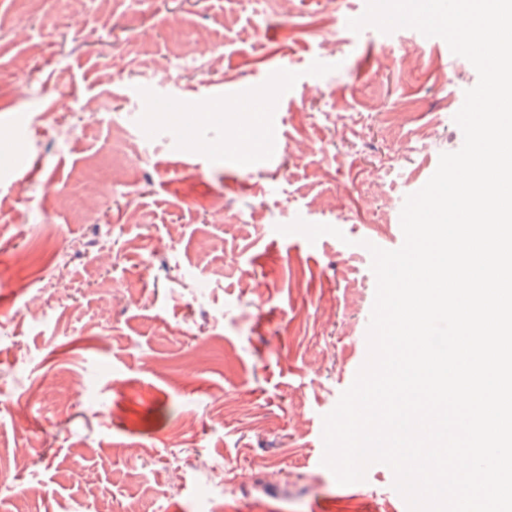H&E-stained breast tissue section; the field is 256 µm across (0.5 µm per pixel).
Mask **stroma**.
Returning a JSON list of instances; mask_svg holds the SVG:
<instances>
[{
	"instance_id": "35a3bbf8",
	"label": "stroma",
	"mask_w": 512,
	"mask_h": 512,
	"mask_svg": "<svg viewBox=\"0 0 512 512\" xmlns=\"http://www.w3.org/2000/svg\"><path fill=\"white\" fill-rule=\"evenodd\" d=\"M364 10L0 0V131L26 130L0 140V512H397L387 465L350 485L322 466V417L364 362L366 245H402L478 74L443 42L351 31ZM220 85L270 101L271 158L231 147L236 112L147 109ZM49 237L52 291L18 288Z\"/></svg>"
}]
</instances>
